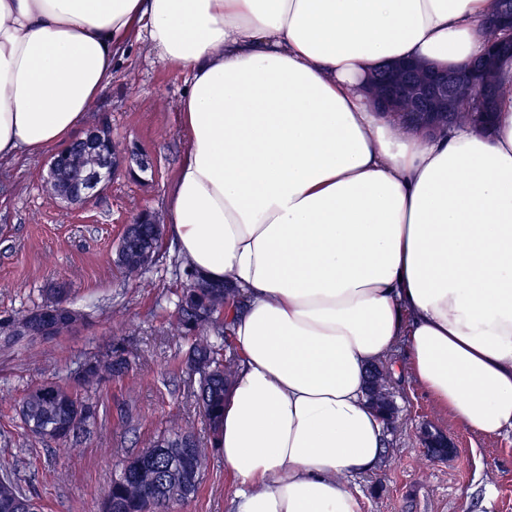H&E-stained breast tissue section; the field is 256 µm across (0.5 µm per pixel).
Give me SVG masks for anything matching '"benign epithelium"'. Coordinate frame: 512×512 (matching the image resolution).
I'll return each instance as SVG.
<instances>
[{
	"label": "benign epithelium",
	"mask_w": 512,
	"mask_h": 512,
	"mask_svg": "<svg viewBox=\"0 0 512 512\" xmlns=\"http://www.w3.org/2000/svg\"><path fill=\"white\" fill-rule=\"evenodd\" d=\"M493 29L512 30V7L505 4L489 18ZM512 49V38L496 41L493 51L487 53L479 69H441L415 61H405L387 67L383 74L374 76L369 84L372 105L379 110L395 109L416 131L431 134L468 124V113L459 111L462 102H472L483 112L493 109L497 87L491 71L497 53ZM97 131L91 129L76 139L70 158L78 168L79 180L69 186L70 195L79 199L90 198L94 191L109 182L112 176V158L97 150ZM74 313L68 305L26 317L19 328L38 336H52ZM424 443L434 448L437 455L456 452L455 446L442 434L427 432Z\"/></svg>",
	"instance_id": "obj_1"
}]
</instances>
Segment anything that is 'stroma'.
<instances>
[{
	"label": "stroma",
	"instance_id": "obj_1",
	"mask_svg": "<svg viewBox=\"0 0 512 512\" xmlns=\"http://www.w3.org/2000/svg\"><path fill=\"white\" fill-rule=\"evenodd\" d=\"M185 78L139 42L100 91L86 126L107 124L119 146L137 145L151 166L122 168L80 204L54 195L51 151L0 165V319L29 311L66 291L82 316L54 339L0 340V472H11L41 512H97L119 461L150 446L174 424L211 435L187 373L188 340L176 333L185 265L163 237L136 277L116 264L126 224L141 211L166 219V195L188 140L177 103ZM124 354L128 372L101 384L98 418L78 442L63 446L26 431L19 402L47 380L70 376L85 358ZM395 414L375 472L351 476L361 512H512V430L482 436L460 429L405 377L391 382ZM442 432L455 455L431 459L423 436ZM234 481L212 453L200 489L181 512H232Z\"/></svg>",
	"mask_w": 512,
	"mask_h": 512
}]
</instances>
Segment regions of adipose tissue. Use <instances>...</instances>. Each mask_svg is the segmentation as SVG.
Returning a JSON list of instances; mask_svg holds the SVG:
<instances>
[{"label": "adipose tissue", "instance_id": "1", "mask_svg": "<svg viewBox=\"0 0 512 512\" xmlns=\"http://www.w3.org/2000/svg\"><path fill=\"white\" fill-rule=\"evenodd\" d=\"M490 0H0V163L70 141L128 49L186 89L167 201L180 258L234 289L242 355L216 445L235 512H360L386 423L366 370L463 430L512 429V60L487 130L373 109L391 62L462 68Z\"/></svg>", "mask_w": 512, "mask_h": 512}]
</instances>
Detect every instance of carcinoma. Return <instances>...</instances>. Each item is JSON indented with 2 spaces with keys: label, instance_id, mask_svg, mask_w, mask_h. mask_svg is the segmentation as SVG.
<instances>
[{
  "label": "carcinoma",
  "instance_id": "1",
  "mask_svg": "<svg viewBox=\"0 0 512 512\" xmlns=\"http://www.w3.org/2000/svg\"><path fill=\"white\" fill-rule=\"evenodd\" d=\"M162 240V225L151 221L141 224L138 238L126 242L121 250L120 267L128 275H139L148 266L134 262L132 257L158 248ZM235 298L229 289L213 292L194 288L187 283L178 298L177 330L191 339L187 356V372L198 376L199 402L203 416L213 434H218L224 411V399L234 384L240 360L225 354L228 331L224 325V305ZM126 358L84 360L72 376V381L45 382L29 390L20 406L23 424L35 437L55 442L78 441L87 427L97 419V404L84 392L122 371ZM193 435L191 427L178 425L154 444L131 457L105 492L100 512H143V506L154 501L161 512H176L190 500L185 487L198 492L202 472L207 467L209 449L195 444L193 448H178L175 441ZM31 499L8 474L0 477V512H26L23 506Z\"/></svg>",
  "mask_w": 512,
  "mask_h": 512
}]
</instances>
